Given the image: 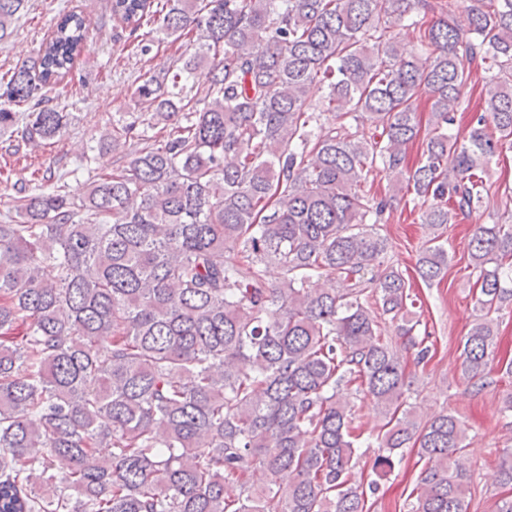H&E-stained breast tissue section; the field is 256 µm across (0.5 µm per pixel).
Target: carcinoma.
Listing matches in <instances>:
<instances>
[{"label": "carcinoma", "instance_id": "1", "mask_svg": "<svg viewBox=\"0 0 512 512\" xmlns=\"http://www.w3.org/2000/svg\"><path fill=\"white\" fill-rule=\"evenodd\" d=\"M28 2L0 0L1 48ZM154 2L111 10L143 56L154 32H199L134 91L176 127L80 199L66 175L41 179L0 223V512H365L349 479L360 395L385 419L372 469L390 472L403 448L425 462L409 512H470L468 427L406 407L402 351L420 363L429 350L409 280L384 265L390 199L363 184L404 178L431 230L483 208L489 165L512 151V0ZM402 30L420 51L401 50ZM86 34L82 13L58 15L5 83L0 134L41 143L68 127L49 93ZM202 65L198 98L186 82ZM325 109L338 124L319 123ZM439 238L417 260L426 282L448 270ZM469 265L479 316L462 368L484 389L512 309V224L477 225ZM322 275L338 287L308 288ZM496 481L512 487V448Z\"/></svg>", "mask_w": 512, "mask_h": 512}]
</instances>
